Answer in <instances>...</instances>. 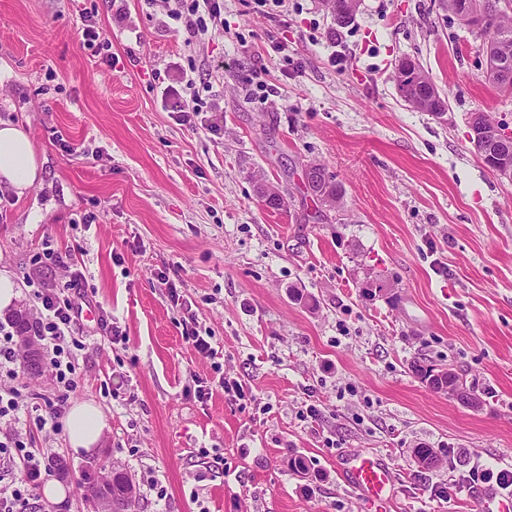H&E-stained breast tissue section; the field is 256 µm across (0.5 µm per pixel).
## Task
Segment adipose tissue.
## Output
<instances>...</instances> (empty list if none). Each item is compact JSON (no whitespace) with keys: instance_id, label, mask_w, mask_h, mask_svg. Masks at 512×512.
<instances>
[{"instance_id":"ef3b65f1","label":"adipose tissue","mask_w":512,"mask_h":512,"mask_svg":"<svg viewBox=\"0 0 512 512\" xmlns=\"http://www.w3.org/2000/svg\"><path fill=\"white\" fill-rule=\"evenodd\" d=\"M42 172L28 133L0 120V183L21 194L41 180ZM65 423L69 445L78 454L96 451L108 427L104 413L90 402L72 405Z\"/></svg>"}]
</instances>
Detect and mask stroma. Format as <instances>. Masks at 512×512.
<instances>
[{
  "label": "stroma",
  "mask_w": 512,
  "mask_h": 512,
  "mask_svg": "<svg viewBox=\"0 0 512 512\" xmlns=\"http://www.w3.org/2000/svg\"><path fill=\"white\" fill-rule=\"evenodd\" d=\"M167 9L0 0V120L44 170L24 195L0 190V269L33 319L36 292L69 282L46 249L82 272L70 399L104 412L99 452L132 476L135 512H371L337 470L358 452L396 470L388 512L497 504L468 476L512 472V182L476 155L469 118L512 126V96L485 80L481 38L443 0H359L343 26L323 0H223L193 43ZM404 57L443 115L401 97ZM183 96L198 111L178 112ZM311 165L337 207L310 189ZM419 364L453 367L482 407L430 389ZM20 379L29 447L80 469L66 433L33 424L57 403L49 375ZM420 446L441 463L422 466ZM55 477L26 512H93L74 481L46 500Z\"/></svg>",
  "instance_id": "35a3bbf8"
}]
</instances>
